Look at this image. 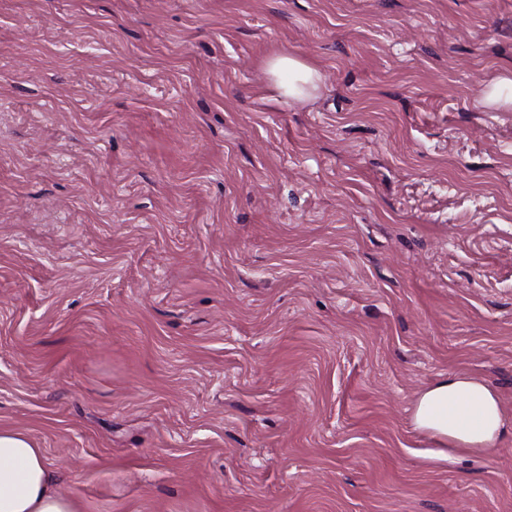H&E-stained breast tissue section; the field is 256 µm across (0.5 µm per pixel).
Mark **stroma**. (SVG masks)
<instances>
[{
  "label": "stroma",
  "instance_id": "35a3bbf8",
  "mask_svg": "<svg viewBox=\"0 0 512 512\" xmlns=\"http://www.w3.org/2000/svg\"><path fill=\"white\" fill-rule=\"evenodd\" d=\"M0 428L83 512H512V0H0ZM269 73L275 78L280 97L303 98L317 88L320 72L292 56H278L269 63ZM283 76L287 79L284 80ZM413 425L431 437L447 458L455 450L483 451L504 433L506 422L492 388L464 376L439 380L418 396Z\"/></svg>",
  "mask_w": 512,
  "mask_h": 512
}]
</instances>
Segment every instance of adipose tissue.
<instances>
[{"label": "adipose tissue", "instance_id": "obj_1", "mask_svg": "<svg viewBox=\"0 0 512 512\" xmlns=\"http://www.w3.org/2000/svg\"><path fill=\"white\" fill-rule=\"evenodd\" d=\"M281 97L303 98L316 89L320 72L292 56L269 63ZM413 425L438 447L483 451L504 433L506 422L492 388L464 376L439 380L418 396ZM0 512H82L62 494L43 449L19 431L0 429Z\"/></svg>", "mask_w": 512, "mask_h": 512}]
</instances>
